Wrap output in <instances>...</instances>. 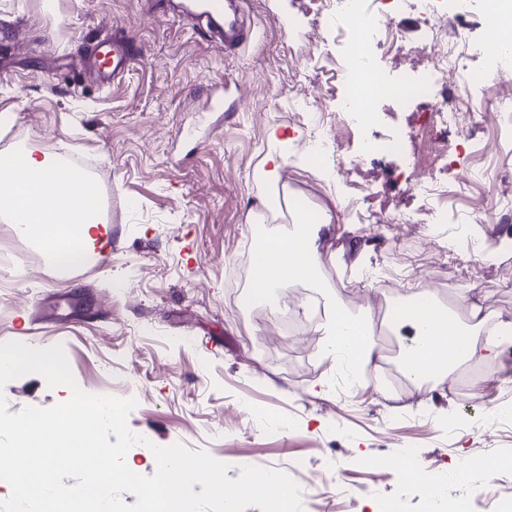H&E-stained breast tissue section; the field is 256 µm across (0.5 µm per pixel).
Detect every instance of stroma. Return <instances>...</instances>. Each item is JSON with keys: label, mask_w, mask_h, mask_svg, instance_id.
<instances>
[{"label": "stroma", "mask_w": 512, "mask_h": 512, "mask_svg": "<svg viewBox=\"0 0 512 512\" xmlns=\"http://www.w3.org/2000/svg\"><path fill=\"white\" fill-rule=\"evenodd\" d=\"M240 8L250 39L230 51L179 0H0V152L36 146L88 165L112 227L108 256L61 273L31 239L0 223V252L10 254L0 264V343L63 345L76 383L91 394H111L114 383L136 377L128 426L148 443L133 447L127 464L138 474L156 469L151 445L176 441L220 461L282 471L299 460L303 512H373L374 501L400 500L395 462L409 447L446 496L471 497L473 512H496L512 497V472L490 479L478 471L464 486L448 473L474 457L512 456V425L491 420L512 408V396L487 389L480 405L467 406L460 381L473 370L468 364L440 385L403 386L396 401L367 383L337 398L333 383L352 374L327 357L311 312L339 296L360 313L361 293L405 266L417 281L441 282L451 308L463 288L512 319V257L484 263L501 248L496 227L484 232L481 254L445 269L426 250L408 262L388 225L363 221L382 210L430 212L410 183L437 171L431 113L374 100L373 134L396 138L399 149L359 157L356 208H336L318 283H295L272 303L236 287L231 265L246 235L285 231L338 199L325 163L308 159L305 125L286 98L289 76L302 72L297 98L313 105L335 106L347 93L334 79L344 63L335 31L306 39L312 0H240ZM118 31L131 39L132 60L106 83L81 60ZM273 128L288 143L270 141ZM271 152L285 162L279 208L269 213L259 170ZM468 161L484 165L493 182L465 186L459 171L440 173L448 213L459 219L471 218L470 197L512 189V151L492 148ZM253 212L258 223H247ZM285 308L294 333L267 342ZM0 393L15 413L60 403L70 391L28 374ZM243 399L279 420L278 430L248 422Z\"/></svg>", "instance_id": "obj_1"}]
</instances>
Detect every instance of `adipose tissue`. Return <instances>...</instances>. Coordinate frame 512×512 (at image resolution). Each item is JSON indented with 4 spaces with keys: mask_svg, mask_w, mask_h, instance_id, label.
<instances>
[{
    "mask_svg": "<svg viewBox=\"0 0 512 512\" xmlns=\"http://www.w3.org/2000/svg\"><path fill=\"white\" fill-rule=\"evenodd\" d=\"M0 222L33 235L48 260L61 269L85 264L110 233L93 184L65 173L35 147L22 149L18 160L0 173ZM335 222L334 211L327 209L317 223L266 237L253 257L252 297L268 299L274 289L314 278L323 263L325 234ZM459 300L466 311L462 320L421 293L396 308L398 325L414 332L402 368L411 382L446 379L459 364L492 357L512 342L511 320L493 316L468 294H460ZM321 328L330 340L327 355L332 361L359 367L380 353L371 313L349 312L342 298L328 301Z\"/></svg>",
    "mask_w": 512,
    "mask_h": 512,
    "instance_id": "1",
    "label": "adipose tissue"
}]
</instances>
